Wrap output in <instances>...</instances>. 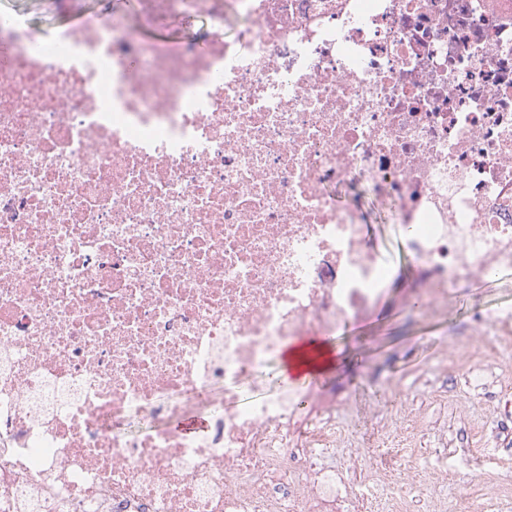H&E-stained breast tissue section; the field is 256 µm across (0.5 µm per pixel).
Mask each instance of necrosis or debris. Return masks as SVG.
Returning a JSON list of instances; mask_svg holds the SVG:
<instances>
[{
	"label": "necrosis or debris",
	"instance_id": "4bbe7bcc",
	"mask_svg": "<svg viewBox=\"0 0 512 512\" xmlns=\"http://www.w3.org/2000/svg\"><path fill=\"white\" fill-rule=\"evenodd\" d=\"M26 2L0 0V512H466L420 412L353 442L342 389L239 399L383 305L372 209L421 308L512 268V0ZM477 329L450 361L512 352L511 310Z\"/></svg>",
	"mask_w": 512,
	"mask_h": 512
}]
</instances>
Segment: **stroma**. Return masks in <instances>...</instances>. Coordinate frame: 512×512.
Segmentation results:
<instances>
[{
  "mask_svg": "<svg viewBox=\"0 0 512 512\" xmlns=\"http://www.w3.org/2000/svg\"><path fill=\"white\" fill-rule=\"evenodd\" d=\"M369 237L385 247L398 274V281L385 303L367 320L341 328L330 342L341 351L338 368L319 376L324 386L336 385L351 399L350 421L354 431L370 424L374 404L400 407L410 403L425 416L434 409L423 397V378L463 403L472 397L466 368H451L445 354L450 346L466 342L477 312L489 315L512 309V269L473 281L456 289L448 299L445 314L430 317L410 312L409 281L413 263L399 248L400 225L387 213L373 215L367 226ZM452 466L460 474V486L449 487V495L466 490L473 499L472 512H512L511 504H490L478 496L480 484L487 481L512 484V453L499 444L482 446L474 457H455Z\"/></svg>",
  "mask_w": 512,
  "mask_h": 512,
  "instance_id": "35a3bbf8",
  "label": "stroma"
}]
</instances>
